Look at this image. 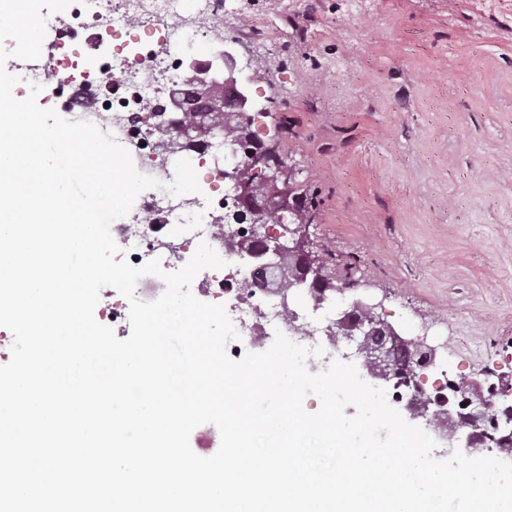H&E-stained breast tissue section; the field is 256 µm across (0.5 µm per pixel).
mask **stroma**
Masks as SVG:
<instances>
[{
    "mask_svg": "<svg viewBox=\"0 0 512 512\" xmlns=\"http://www.w3.org/2000/svg\"><path fill=\"white\" fill-rule=\"evenodd\" d=\"M263 122L360 256L354 297L449 375L512 379V0H231Z\"/></svg>",
    "mask_w": 512,
    "mask_h": 512,
    "instance_id": "35a3bbf8",
    "label": "stroma"
}]
</instances>
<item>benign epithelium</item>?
<instances>
[{
    "instance_id": "obj_1",
    "label": "benign epithelium",
    "mask_w": 512,
    "mask_h": 512,
    "mask_svg": "<svg viewBox=\"0 0 512 512\" xmlns=\"http://www.w3.org/2000/svg\"><path fill=\"white\" fill-rule=\"evenodd\" d=\"M185 68L192 73L189 84L172 91L170 111L174 116L166 120V131L179 141L195 144L202 139L221 136L224 125L237 126L243 135L224 141V158L235 160L244 154L252 159L248 174L235 165L224 170L230 181L232 209L224 213L226 224L249 226L252 245L237 252V256L272 272L285 265L291 266L288 290L295 296L307 295L320 304L329 294H344L347 286L328 276L320 266L317 252L310 247V215L301 193L296 167L286 165L276 150L275 143L262 137L256 127L259 117L268 108L257 106L250 92L249 81L242 78L229 45L212 52L207 58L188 57ZM222 85L233 92L235 107L228 111L224 99L213 95V89ZM193 109L198 113L194 125H185L179 115ZM282 216L286 223L277 231L266 223L269 213ZM381 303L358 299L350 310L336 318V336L356 340L357 354L363 365L377 378L394 386L404 385L421 397L422 411L411 414L421 418L425 426L444 441L446 452L459 447L458 427L483 430L480 444L488 448L512 446V431L503 429L499 420H489L490 406L506 402L512 397V384L498 379L488 383V396H481L473 384H450L457 399V408L448 411L442 426H437L428 413L435 404L422 386L424 371L437 362V347L427 343V335L415 340L402 338L394 326L375 312Z\"/></svg>"
}]
</instances>
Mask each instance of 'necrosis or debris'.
I'll return each instance as SVG.
<instances>
[{"instance_id":"1","label":"necrosis or debris","mask_w":512,"mask_h":512,"mask_svg":"<svg viewBox=\"0 0 512 512\" xmlns=\"http://www.w3.org/2000/svg\"><path fill=\"white\" fill-rule=\"evenodd\" d=\"M221 9V0H73L71 9L56 17L55 45L63 50L65 65L71 62L72 41L85 34L102 37V21H109L113 33L134 39L129 52L113 54L111 72L97 75L92 101L71 107L72 120L112 133L139 172L162 182L173 180L178 158L188 159L203 189L194 197L160 189L140 195L134 212L113 222L112 235L132 266L156 259L164 271L173 272L189 261L196 242H216L218 230L239 240L247 236V225L224 221L229 191L223 168L211 165L206 152L170 153L156 130L163 115L142 109L147 101L161 103L164 91L183 83L179 59L205 42ZM267 276V270L230 254L225 267L202 270L194 280L195 293L225 305L240 335L228 346V355L259 350L278 331L298 344L322 346L328 355L339 351L340 343L328 331L332 317L326 306L276 304L256 286Z\"/></svg>"}]
</instances>
